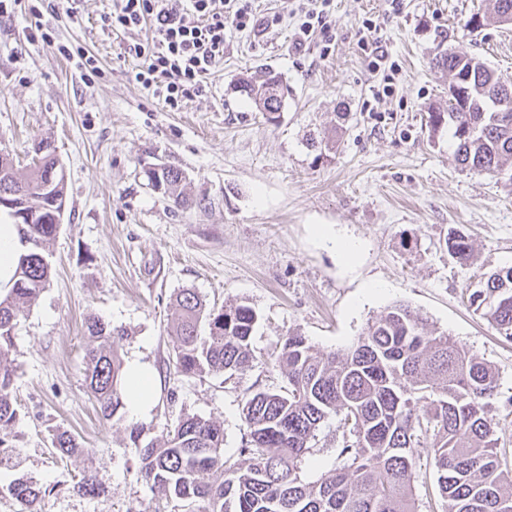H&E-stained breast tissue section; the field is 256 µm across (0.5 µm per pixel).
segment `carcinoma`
<instances>
[{
  "label": "carcinoma",
  "instance_id": "obj_1",
  "mask_svg": "<svg viewBox=\"0 0 512 512\" xmlns=\"http://www.w3.org/2000/svg\"><path fill=\"white\" fill-rule=\"evenodd\" d=\"M483 25L503 24L512 0H491ZM433 66L450 83L472 88L462 100L429 112L430 131L448 128L453 161L492 178L512 165V99L498 105L506 87L494 69L475 54L446 52ZM279 84L268 97L269 113L282 111L288 85L281 78L244 81L240 88L257 100L259 91ZM34 162L28 173L13 171L10 184L28 189L27 202L40 208L47 193L39 190L53 171L50 192L66 196L62 167L54 149ZM174 204L184 202V172L171 167L161 175ZM18 234L35 242L19 254L15 274L0 289V432L11 429L19 413L11 394L15 367L10 355L20 315L49 284L51 264L44 247L59 225L18 224ZM449 256L466 265L473 257L469 237L449 231ZM469 305L498 334L512 341V265L480 281ZM174 367L184 376L245 374L256 356L252 336L258 321L245 304L219 310L206 307L199 294L181 290L175 297ZM209 334L198 335L202 322ZM89 343L84 377L106 419L125 407L123 362L114 347L124 331L99 319L86 324ZM287 385L246 396L241 414L247 439L240 458L224 457V427L211 418L186 415L173 430L140 449V478L153 491L188 504L203 502L202 512H417L411 483L419 449L427 450L445 512H504L512 506V469L503 466L494 438L490 400L497 391L495 369L448 334L428 327L422 314L404 304L387 309L350 347L329 354L314 352L298 332L284 337L269 354ZM343 425L342 450L347 466L320 483H305L299 464L319 425L329 416ZM62 457L83 454L66 431L54 438ZM78 490L99 493L92 469L83 471ZM25 512H40L41 490L28 479L10 485Z\"/></svg>",
  "mask_w": 512,
  "mask_h": 512
}]
</instances>
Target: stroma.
I'll return each mask as SVG.
<instances>
[{
    "instance_id": "obj_1",
    "label": "stroma",
    "mask_w": 512,
    "mask_h": 512,
    "mask_svg": "<svg viewBox=\"0 0 512 512\" xmlns=\"http://www.w3.org/2000/svg\"><path fill=\"white\" fill-rule=\"evenodd\" d=\"M33 6L53 27L54 45L28 40ZM253 7L279 24L226 28L223 65L201 96L176 110L136 81L141 61L126 52V36L102 28L112 0H73L67 11L59 0H18L0 16V148L24 173L37 146L50 142L67 196L45 247L50 284L15 330L12 394L21 421L6 437L12 466L0 469V512H23L8 490L22 476L41 487V512H189L140 480L129 425H143L151 440L184 415L213 418L224 425L225 457L238 458L244 397L283 384L267 359L282 336L295 331L317 352H334L397 303L495 368V436L512 469V342L463 296L481 274L512 264V177L455 166L447 131L426 124L448 101V77L432 58L463 49L512 83V26L469 33L467 21L487 0H334L330 43L298 50L296 0ZM367 18L398 72L370 68L359 35ZM61 44L82 46L99 75L83 77ZM267 71L289 89L271 121L240 90ZM387 84L391 93L374 96ZM311 135L334 148L309 146ZM155 164L184 172V205L150 187L145 170ZM319 224L359 244L353 265H341L316 236ZM452 229L472 240L470 265L449 256ZM373 284L378 294H369ZM185 288L210 309L241 302L256 311L251 371L228 379L176 373L172 302ZM93 317L124 329L116 341L123 363L152 370L147 412L102 418L83 374ZM60 430L85 455L59 458L52 441ZM341 440L338 417H329L302 457L304 481L345 464ZM89 464L101 485L95 496L76 488ZM412 490L417 512H441L427 456L417 460Z\"/></svg>"
}]
</instances>
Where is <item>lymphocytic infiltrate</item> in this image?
<instances>
[{
	"mask_svg": "<svg viewBox=\"0 0 512 512\" xmlns=\"http://www.w3.org/2000/svg\"><path fill=\"white\" fill-rule=\"evenodd\" d=\"M253 0H113L102 18L105 28L132 36L131 53L141 59L135 78L168 107L176 109L205 92L224 61V29L266 25ZM333 0H301L295 47L313 35L328 36Z\"/></svg>",
	"mask_w": 512,
	"mask_h": 512,
	"instance_id": "lymphocytic-infiltrate-1",
	"label": "lymphocytic infiltrate"
}]
</instances>
